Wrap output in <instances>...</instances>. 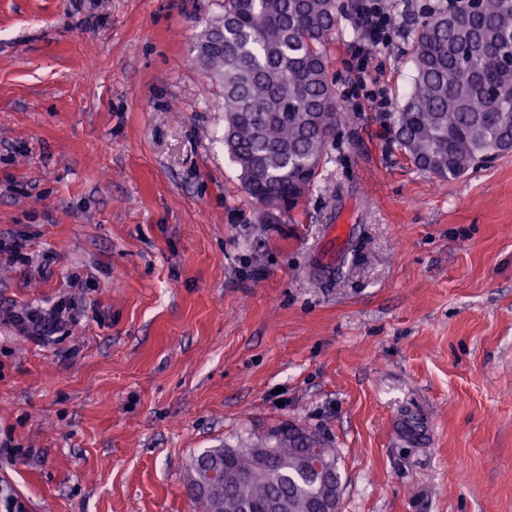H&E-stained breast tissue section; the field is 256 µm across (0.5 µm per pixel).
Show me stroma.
<instances>
[{"label":"stroma","instance_id":"obj_1","mask_svg":"<svg viewBox=\"0 0 512 512\" xmlns=\"http://www.w3.org/2000/svg\"><path fill=\"white\" fill-rule=\"evenodd\" d=\"M373 52L388 111L433 0ZM221 0H0V490L26 512H194L193 458L279 424L340 453L341 512H512V152L448 180L346 113L315 187L263 220L193 45ZM356 33L327 46L336 90ZM347 220L336 250L328 225ZM86 285L74 287L72 276ZM430 435L405 438L402 418ZM31 235L26 232H18L8 240L0 242V253H6L9 259H29L25 258L28 254L26 250L29 247ZM72 305L66 300L53 303L50 308L27 306L21 310H9L4 321L35 342H43L57 333L62 319L70 317Z\"/></svg>","mask_w":512,"mask_h":512}]
</instances>
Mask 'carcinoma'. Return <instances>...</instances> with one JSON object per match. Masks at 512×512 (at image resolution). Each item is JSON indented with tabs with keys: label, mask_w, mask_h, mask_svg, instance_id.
<instances>
[{
	"label": "carcinoma",
	"mask_w": 512,
	"mask_h": 512,
	"mask_svg": "<svg viewBox=\"0 0 512 512\" xmlns=\"http://www.w3.org/2000/svg\"><path fill=\"white\" fill-rule=\"evenodd\" d=\"M337 0H224L196 58L223 92L224 148L246 193L280 223L315 186L341 123L327 45ZM411 90L384 114L392 140L422 171L446 180L488 154L512 150V0H439L415 39ZM319 459L329 475L307 467ZM221 468L225 479L203 475ZM342 490L338 450L306 427L276 426L248 444L194 459L187 492L196 512H325Z\"/></svg>",
	"instance_id": "1"
}]
</instances>
